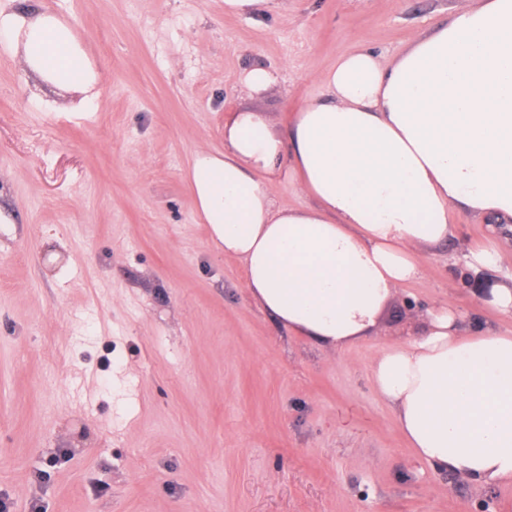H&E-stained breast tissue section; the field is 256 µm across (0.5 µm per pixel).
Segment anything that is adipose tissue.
<instances>
[{"mask_svg":"<svg viewBox=\"0 0 512 512\" xmlns=\"http://www.w3.org/2000/svg\"><path fill=\"white\" fill-rule=\"evenodd\" d=\"M0 40L43 82L100 81L56 13L0 7ZM286 130L261 112L224 122V146L198 149L186 181L212 246L239 261L256 303L327 350L376 332L388 303L454 236L449 214L512 223V0H458L452 21L394 63L340 57ZM314 206H278L284 155ZM369 366L418 458L486 485L512 482V333H463L452 304Z\"/></svg>","mask_w":512,"mask_h":512,"instance_id":"obj_1","label":"adipose tissue"}]
</instances>
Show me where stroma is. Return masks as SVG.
<instances>
[{
	"mask_svg": "<svg viewBox=\"0 0 512 512\" xmlns=\"http://www.w3.org/2000/svg\"><path fill=\"white\" fill-rule=\"evenodd\" d=\"M278 3L28 0L101 68L80 115L0 44V512H512V483L420 460L368 375L444 302L467 334L511 331L487 289L512 282V233L452 213L378 336L328 351L250 297L184 177L231 112L287 127L340 56L392 62L457 0ZM256 65L278 81L243 97ZM478 245L499 257L475 274ZM275 1L277 0H224V11L251 16L272 9Z\"/></svg>",
	"mask_w": 512,
	"mask_h": 512,
	"instance_id": "35a3bbf8",
	"label": "stroma"
}]
</instances>
